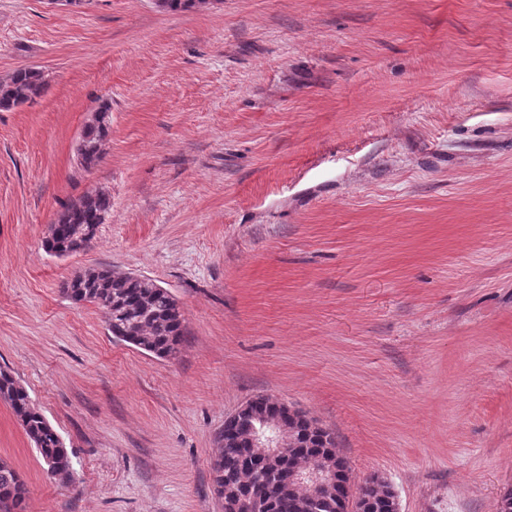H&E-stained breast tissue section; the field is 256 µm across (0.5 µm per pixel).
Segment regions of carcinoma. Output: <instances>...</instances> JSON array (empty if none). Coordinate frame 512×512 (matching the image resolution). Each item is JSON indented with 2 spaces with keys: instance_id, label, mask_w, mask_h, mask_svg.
I'll list each match as a JSON object with an SVG mask.
<instances>
[{
  "instance_id": "carcinoma-1",
  "label": "carcinoma",
  "mask_w": 512,
  "mask_h": 512,
  "mask_svg": "<svg viewBox=\"0 0 512 512\" xmlns=\"http://www.w3.org/2000/svg\"><path fill=\"white\" fill-rule=\"evenodd\" d=\"M205 0H162V8L171 12H189ZM47 87L43 74L32 68L14 72L10 81L0 85V108L26 104L41 96ZM109 125L89 124L84 129L86 151L80 164L94 168L102 156ZM110 197L100 191L85 194L68 204L59 215V233L52 246L74 254L88 247L98 225L111 210ZM64 293L76 303L95 304L112 321V337L136 348L167 358L178 350L184 339L182 314L175 299L157 287L155 281L130 273L90 268L66 282ZM0 400L7 403L25 434L34 444L47 473L59 479L71 475L72 462L55 428L30 399L27 390L6 369L0 368ZM295 442L288 448L287 469L275 471L262 463L251 447L250 421L232 419L227 423L216 455L214 484L229 486L248 502L246 512H340L342 483L337 477L336 493L315 501L305 491L289 484L293 469H301L317 458L329 459L338 453L335 436L327 430L319 435L310 428V417L293 413L285 420ZM27 488L16 470L0 460V503H8L7 512H16L25 500ZM365 512H394L385 485L373 481L364 491Z\"/></svg>"
}]
</instances>
